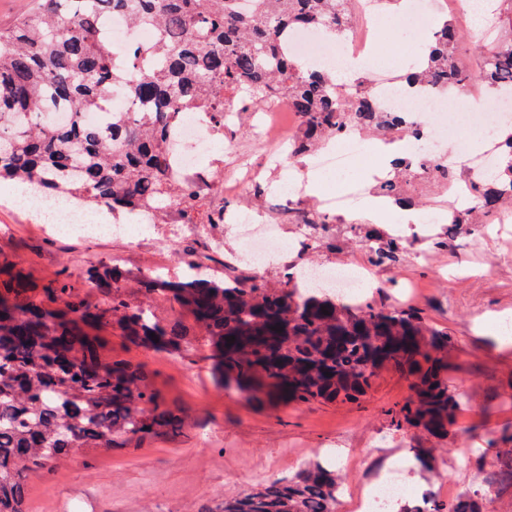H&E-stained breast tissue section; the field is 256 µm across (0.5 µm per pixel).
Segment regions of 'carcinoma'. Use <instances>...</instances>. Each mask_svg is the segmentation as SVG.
<instances>
[{"label": "carcinoma", "mask_w": 512, "mask_h": 512, "mask_svg": "<svg viewBox=\"0 0 512 512\" xmlns=\"http://www.w3.org/2000/svg\"><path fill=\"white\" fill-rule=\"evenodd\" d=\"M233 0H45L37 12L0 31V180L36 185L63 199L73 198L117 216H143L151 224L224 223V207L205 205L194 179L176 168L168 127L183 112H203L215 131L224 129L225 102L246 112L270 99L288 104L300 119V137L288 147L297 160L316 144L346 128L373 130L383 137L423 134L422 121L385 108L362 80L353 104L344 109L333 95L336 73L309 69L288 51V31L321 28L344 35L353 19L352 0H253L243 15ZM496 34L482 42L477 72L454 59L460 25L449 16L433 33L428 52L406 78L411 88L443 92L474 81L486 91L512 89V0H492ZM122 13L136 27L156 31L135 45L129 61L144 65L131 84L116 60L103 20ZM123 87L136 101L151 104L133 114L110 109ZM66 106L77 115L56 123L48 108ZM98 113L106 125L79 118ZM500 163L490 177L452 171L422 159L426 178L438 184L463 180L476 198L458 210L455 224H480L485 214L512 206V132L497 142ZM377 194L407 201L397 177L385 179ZM317 217L308 251L326 239ZM369 259L388 265L403 249L392 238L381 245L374 230L359 236ZM279 288L255 277L224 273V280L135 282L145 296L165 294L188 309L195 331L164 328L147 311L133 309L130 284L104 271L91 287L102 290L106 312L126 336L147 347H162L182 361L197 344L212 348L224 386L262 406L278 401L355 400L369 388L380 367L410 381L413 396L392 412L395 424L448 436L458 402L448 376V332L432 330L414 353L407 339L425 335L410 310L381 309L370 302L338 304L291 285ZM54 292L69 297L65 310L48 312L18 279L0 282L14 303L3 307L20 317L35 309L41 318L18 335L17 325L0 319V512H28L27 480L72 458L75 450L109 451L131 439L177 432L181 412L170 407L141 364L106 358L80 335V326L98 316L72 300L63 283ZM328 314H323L322 310ZM235 340H230V337ZM336 471L319 463L284 481L220 501L211 512H336ZM400 512H482L478 493L446 503L432 496Z\"/></svg>", "instance_id": "obj_1"}]
</instances>
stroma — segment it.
I'll use <instances>...</instances> for the list:
<instances>
[{"label":"stroma","mask_w":512,"mask_h":512,"mask_svg":"<svg viewBox=\"0 0 512 512\" xmlns=\"http://www.w3.org/2000/svg\"><path fill=\"white\" fill-rule=\"evenodd\" d=\"M432 33L424 23L385 21L377 31L376 53L395 58L392 74L402 78ZM246 159L258 173L256 183L237 197L216 195L212 201L230 212L248 206L275 218L280 203L257 194L266 182L288 179L296 165L252 150ZM390 172L385 151L365 165L320 173V189L307 196L315 202L323 190L360 179L373 186ZM6 189L1 182L0 264L10 265L31 285L46 310L64 309L53 292L64 282L84 307L105 310V294L88 285L97 273L113 268L129 281L149 276L178 281L185 277L186 260L196 254L206 257L204 278H223L229 268L242 276L261 274L272 287L280 285L290 265L364 266L367 300L388 310L412 309L428 328L447 332L448 380L460 399L457 433L448 438L393 425L389 412L409 398L410 389L406 378L390 369L379 370L356 402L259 406L223 387L208 349L178 363L165 351L132 342L106 321L95 331L104 353L144 365L185 423L177 433L133 440L123 448L76 451L66 466L29 480V512H208L222 498L288 478L318 459L336 467V512H355L363 485L386 472L397 451L406 459L402 479L408 491L401 506L416 505L424 493L445 487L455 495L480 492L484 512H512V483L486 485L500 461L503 439L512 438V346L504 347L503 336L488 323L494 314L512 313V222L486 225L483 234L475 235L462 225L423 219L403 223L392 206L378 230L382 238L403 240L405 250L394 265H372L356 243L360 225L347 223L334 225L317 253L289 248L259 268L229 225L217 248L197 224L188 225L181 236L158 224L141 242L118 232L87 241L50 231ZM128 302L135 309H150L161 325H192L189 312L164 297L133 291ZM420 448L439 449L433 469H422L416 460Z\"/></svg>","instance_id":"obj_1"}]
</instances>
